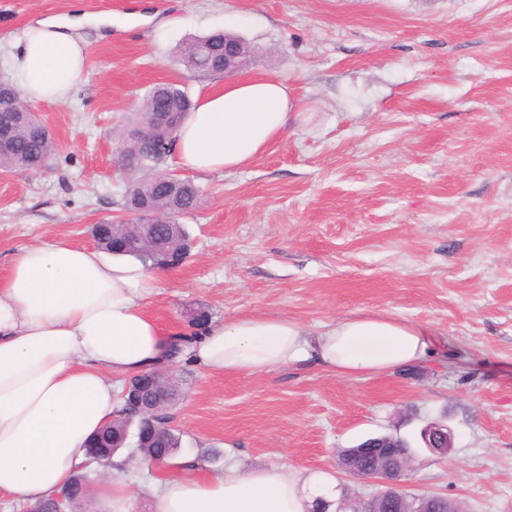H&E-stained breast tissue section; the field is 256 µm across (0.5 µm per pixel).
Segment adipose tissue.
Returning a JSON list of instances; mask_svg holds the SVG:
<instances>
[{"mask_svg":"<svg viewBox=\"0 0 512 512\" xmlns=\"http://www.w3.org/2000/svg\"><path fill=\"white\" fill-rule=\"evenodd\" d=\"M80 20L28 27L9 72L32 101L67 100L87 61ZM294 106L274 78L231 80L200 97L177 132L175 163L194 174L232 173L282 137ZM160 272L136 258L57 240L18 249L0 278V495L36 505L68 485L87 441L113 418L114 378L168 364L170 336L149 313ZM428 330L384 314L339 320L309 333L295 319L251 315L209 326L190 352L214 372L257 374L317 365L339 376L422 361ZM331 479L280 468L202 472L179 461L159 480L152 512H312ZM96 512H134L131 487L90 486Z\"/></svg>","mask_w":512,"mask_h":512,"instance_id":"1","label":"adipose tissue"}]
</instances>
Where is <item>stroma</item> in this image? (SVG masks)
Here are the masks:
<instances>
[{"label": "stroma", "instance_id": "35a3bbf8", "mask_svg": "<svg viewBox=\"0 0 512 512\" xmlns=\"http://www.w3.org/2000/svg\"><path fill=\"white\" fill-rule=\"evenodd\" d=\"M108 18L81 31L86 69L64 103H35L57 143L36 173L0 170V275L20 247L92 245L122 216L121 134L148 90L197 99L176 51L231 31L259 54L246 76L285 82L310 123L251 166L193 176L177 216L191 249L164 269L151 312L219 323L285 315L307 330L383 313L433 333L423 363L361 377L314 366L212 373L189 357L171 425L205 471H327L349 499L376 482L338 453L396 434L414 450L408 492L460 512H512V0H0V47L39 21ZM454 446H422L429 422Z\"/></svg>", "mask_w": 512, "mask_h": 512}]
</instances>
